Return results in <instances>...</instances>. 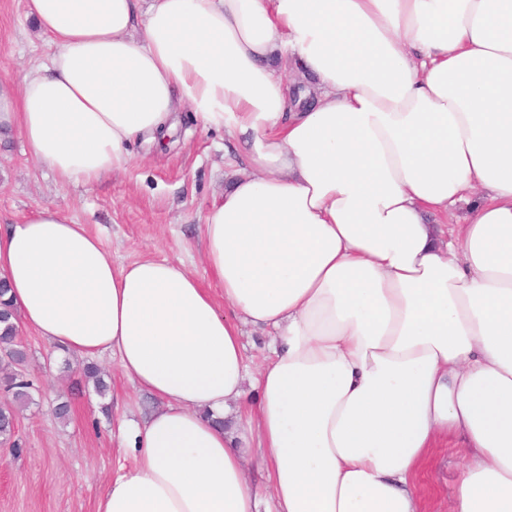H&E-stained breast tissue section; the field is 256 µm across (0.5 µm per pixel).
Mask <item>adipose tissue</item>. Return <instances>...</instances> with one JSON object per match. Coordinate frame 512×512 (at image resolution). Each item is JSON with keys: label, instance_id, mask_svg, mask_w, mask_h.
<instances>
[{"label": "adipose tissue", "instance_id": "1", "mask_svg": "<svg viewBox=\"0 0 512 512\" xmlns=\"http://www.w3.org/2000/svg\"><path fill=\"white\" fill-rule=\"evenodd\" d=\"M25 4L46 60L0 80V134L61 184L126 170L186 107L238 145L202 223L223 302L53 206L0 234L26 326L161 403L96 512H423L451 435L454 512H512V0ZM244 342L246 346V356L253 363L259 364L263 358L268 354L267 336H259L251 328H245Z\"/></svg>", "mask_w": 512, "mask_h": 512}]
</instances>
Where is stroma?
<instances>
[{"label":"stroma","instance_id":"obj_1","mask_svg":"<svg viewBox=\"0 0 512 512\" xmlns=\"http://www.w3.org/2000/svg\"><path fill=\"white\" fill-rule=\"evenodd\" d=\"M44 39L25 15V0H0V80L35 63ZM224 130L202 127L182 111L173 143L138 141L133 164L90 186H64L24 153L17 136L0 141V230L53 205L97 235L113 262L150 255L178 258L209 283L203 263L202 218L224 191ZM28 359L22 374L34 401L15 421L19 453L0 450V512H95L115 472L120 422L141 421L156 403L124 376L115 356L95 357L109 385L105 396L87 388L83 357L22 332ZM70 401L67 420L53 408ZM460 469L455 440L439 442L420 475L424 512H451Z\"/></svg>","mask_w":512,"mask_h":512}]
</instances>
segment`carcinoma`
Wrapping results in <instances>:
<instances>
[{
	"label": "carcinoma",
	"mask_w": 512,
	"mask_h": 512,
	"mask_svg": "<svg viewBox=\"0 0 512 512\" xmlns=\"http://www.w3.org/2000/svg\"><path fill=\"white\" fill-rule=\"evenodd\" d=\"M14 319L16 314L9 306L0 308V323L4 324L3 332L0 333V383L11 391L14 397V404L0 408V445L8 444L13 450L19 448V444L13 440L16 409L17 406L31 400L32 389V382L18 371V367L27 360V352L15 343L17 324ZM83 375L86 380L93 383L98 394L105 393L107 384L96 365H84Z\"/></svg>",
	"instance_id": "obj_1"
}]
</instances>
